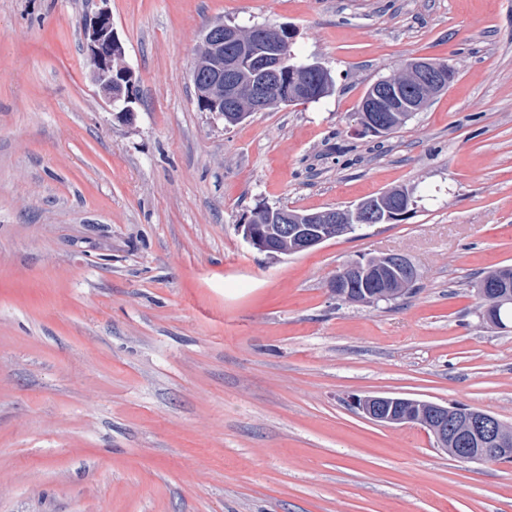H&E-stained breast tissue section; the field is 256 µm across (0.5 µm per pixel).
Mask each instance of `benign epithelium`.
I'll return each mask as SVG.
<instances>
[{
  "mask_svg": "<svg viewBox=\"0 0 512 512\" xmlns=\"http://www.w3.org/2000/svg\"><path fill=\"white\" fill-rule=\"evenodd\" d=\"M98 9L82 22L84 48L90 64V77L102 97L112 106H123V116L135 112L136 102L133 73L124 64V48L112 26L109 0H96ZM263 40L270 50L263 60L261 79L250 85L247 95L254 109L266 107L270 95L279 82V67L285 47L280 41V32L275 28L261 27L252 34H243L236 28L217 21L206 26L195 49L198 68L190 72L198 108L206 112H222L224 108L235 109L241 102L239 75L241 65L247 59L252 43ZM235 42L239 52L224 56V42ZM448 80L447 69L433 61L414 59L406 63L393 79L373 91L361 102L359 126L367 133H383L397 112H418ZM332 79L327 70L318 63L299 67V72L288 92V103L302 102L308 98L321 97L331 92ZM412 198L397 200L391 207L360 203L352 211L360 224H378L395 217L408 216ZM345 218L340 211L329 210L316 218L302 215L281 214L278 229L259 224H241L245 240L251 246L265 251L271 248L273 238L291 243L296 253L307 251L326 240L322 225L343 224ZM362 276L375 288V295H392L398 292L386 267L375 266L371 259L356 260L344 266L329 282L330 291L338 297L350 298L351 280ZM483 296L497 306L512 301L497 281L487 284ZM400 397L367 395L352 398L353 406L370 420L386 426L417 424L433 436L436 446L468 463H482L489 455L501 462L512 461V429L497 417L479 411H456L445 405L405 400L406 407L394 410Z\"/></svg>",
  "mask_w": 512,
  "mask_h": 512,
  "instance_id": "obj_1",
  "label": "benign epithelium"
}]
</instances>
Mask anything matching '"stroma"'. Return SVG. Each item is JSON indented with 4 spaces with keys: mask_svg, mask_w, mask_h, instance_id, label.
I'll return each instance as SVG.
<instances>
[{
    "mask_svg": "<svg viewBox=\"0 0 512 512\" xmlns=\"http://www.w3.org/2000/svg\"><path fill=\"white\" fill-rule=\"evenodd\" d=\"M137 101L90 79L95 0H0V512H512V463H463L354 395L512 424V330L474 284L512 265V0H110ZM288 28L333 93L229 125L190 78L201 30ZM448 89L386 137L366 89L405 61ZM407 219L293 255L258 206ZM403 254L412 293L337 300L336 271ZM383 193L361 201L364 203H359L352 211L353 218L360 224H385L383 222L391 221L394 217H404L410 215L412 210L409 209L408 206L409 204L414 206V202L411 196H407V198L404 200L395 201V203L392 204L394 209L391 207L386 208L384 205L378 206L375 204L365 203L368 201L378 202Z\"/></svg>",
    "mask_w": 512,
    "mask_h": 512,
    "instance_id": "35a3bbf8",
    "label": "stroma"
}]
</instances>
